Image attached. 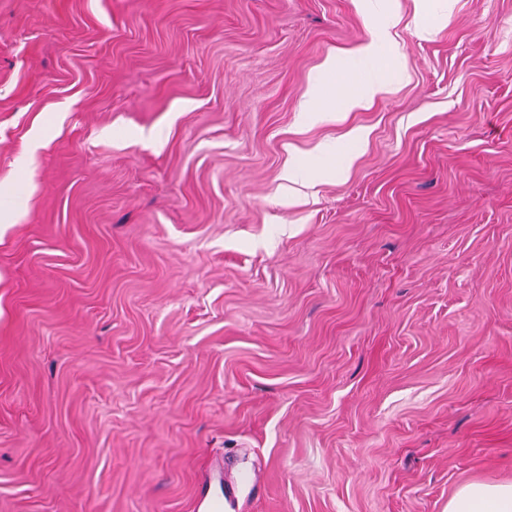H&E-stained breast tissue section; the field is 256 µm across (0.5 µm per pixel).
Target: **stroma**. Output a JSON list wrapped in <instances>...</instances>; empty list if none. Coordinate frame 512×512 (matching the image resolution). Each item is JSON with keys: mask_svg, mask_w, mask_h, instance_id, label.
Returning a JSON list of instances; mask_svg holds the SVG:
<instances>
[{"mask_svg": "<svg viewBox=\"0 0 512 512\" xmlns=\"http://www.w3.org/2000/svg\"><path fill=\"white\" fill-rule=\"evenodd\" d=\"M386 10L0 0V512L512 482V0ZM389 86L390 83L383 76L375 74L370 79L361 83L359 89L347 100V103H352L350 108L361 106L377 94L388 91ZM213 486L215 490H213ZM239 485L236 483L224 484V477L219 475L203 483L196 494L198 510L203 512L236 511L239 497Z\"/></svg>", "mask_w": 512, "mask_h": 512, "instance_id": "35a3bbf8", "label": "stroma"}]
</instances>
